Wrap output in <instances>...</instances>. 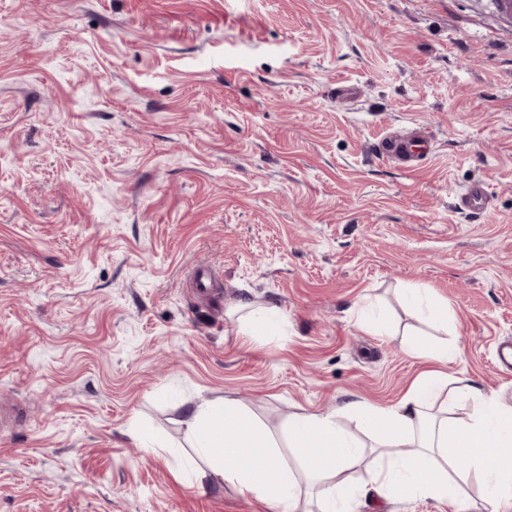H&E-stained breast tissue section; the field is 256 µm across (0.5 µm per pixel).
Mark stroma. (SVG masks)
Masks as SVG:
<instances>
[{
    "label": "stroma",
    "instance_id": "obj_1",
    "mask_svg": "<svg viewBox=\"0 0 512 512\" xmlns=\"http://www.w3.org/2000/svg\"><path fill=\"white\" fill-rule=\"evenodd\" d=\"M411 130L409 169L385 147ZM409 288L448 305L449 378L512 404V13L0 0V512H266L200 478L187 411L234 402L284 447L295 412L396 403L425 368ZM341 424L352 512H454L365 491Z\"/></svg>",
    "mask_w": 512,
    "mask_h": 512
}]
</instances>
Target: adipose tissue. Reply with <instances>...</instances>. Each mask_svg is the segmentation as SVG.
Here are the masks:
<instances>
[{"label":"adipose tissue","mask_w":512,"mask_h":512,"mask_svg":"<svg viewBox=\"0 0 512 512\" xmlns=\"http://www.w3.org/2000/svg\"><path fill=\"white\" fill-rule=\"evenodd\" d=\"M406 350L411 358L429 362L430 368L397 404L358 400L347 403L339 414L295 413L289 433L296 457L279 453L270 432L231 403L196 405L187 413V433L214 479L261 501L268 512H301L307 491L293 475L295 459L304 461L312 478L323 472L341 474L357 460L356 446L340 426L344 413L354 415L375 435L378 452L366 465L365 483L381 496L409 491L419 498L459 505L448 468L465 455L483 485L485 512H512V406L468 380L449 384L442 367L455 358L456 349L448 342L410 340ZM448 387L452 400H439V392ZM459 404L468 408L460 423L451 417ZM252 448L260 451L257 460L243 463Z\"/></svg>","instance_id":"adipose-tissue-1"}]
</instances>
